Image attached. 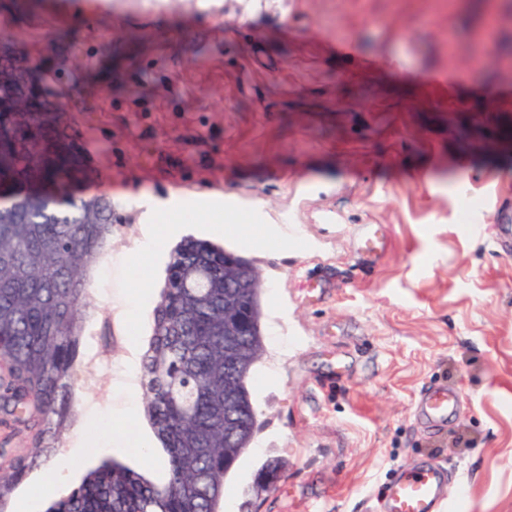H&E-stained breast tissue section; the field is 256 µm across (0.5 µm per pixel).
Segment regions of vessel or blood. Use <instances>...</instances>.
<instances>
[{
	"label": "vessel or blood",
	"instance_id": "b4317fda",
	"mask_svg": "<svg viewBox=\"0 0 512 512\" xmlns=\"http://www.w3.org/2000/svg\"><path fill=\"white\" fill-rule=\"evenodd\" d=\"M460 403L458 390L435 386L420 394L413 416L428 430L446 426ZM448 478L436 466L412 465L399 469L383 487V512H440L447 498Z\"/></svg>",
	"mask_w": 512,
	"mask_h": 512
}]
</instances>
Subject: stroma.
<instances>
[{"instance_id":"obj_1","label":"stroma","mask_w":512,"mask_h":512,"mask_svg":"<svg viewBox=\"0 0 512 512\" xmlns=\"http://www.w3.org/2000/svg\"><path fill=\"white\" fill-rule=\"evenodd\" d=\"M1 38L90 126L85 193L112 203L50 453L80 451L61 494L112 459L162 481L117 375H140L170 247L192 236L254 261L283 341L252 384L261 427L227 512H378L395 468L430 462L448 470L444 512H512V0H29L0 8ZM214 193L300 240H237L200 205ZM174 196L185 214L146 290L130 260ZM361 224L387 240L373 267ZM441 384L462 403L431 432L413 401ZM39 421L0 405V461L34 452ZM269 459L283 468L255 493Z\"/></svg>"}]
</instances>
